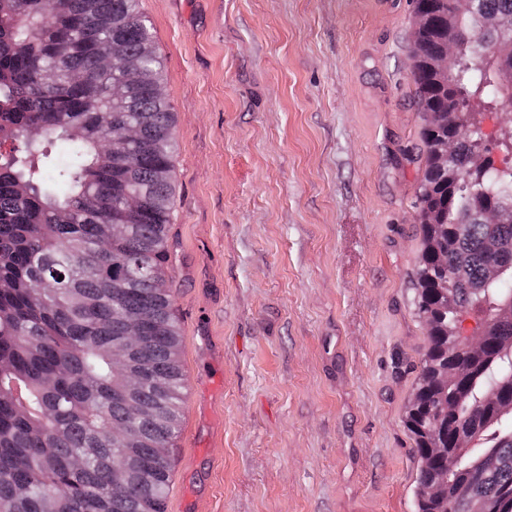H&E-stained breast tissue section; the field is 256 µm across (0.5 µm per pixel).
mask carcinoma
<instances>
[{
    "label": "carcinoma",
    "instance_id": "obj_1",
    "mask_svg": "<svg viewBox=\"0 0 512 512\" xmlns=\"http://www.w3.org/2000/svg\"><path fill=\"white\" fill-rule=\"evenodd\" d=\"M512 17V0H468L467 12L445 31L437 17L419 31L411 71L420 108L445 110L448 89L433 60L445 34L459 44L460 62L448 77L475 106L512 107V92L489 57L501 40L477 30V19ZM118 47L119 66L99 73L100 48ZM133 68L112 111V84ZM80 72L89 81L67 79ZM162 63L139 0H0V139L21 147L0 155V512H166L173 447L182 409L184 376L177 358L178 327L166 285V228L173 205L174 119L157 91ZM133 125L135 141L112 163L113 132ZM36 129L41 139L24 141ZM446 129L421 132L426 163L420 201L438 210L422 225L416 309L428 322V349L404 425L421 460L417 512L440 505L422 490L437 475L425 461L438 430L497 390L512 401V320L498 324L485 356L461 355L466 373L445 388L448 325L460 314L494 316L512 301V270L487 281L497 241L512 258V218L484 223L483 204L512 202V168L487 158L471 171L476 146L467 129L455 133V151L443 164L435 142ZM59 145V164L36 169L42 140ZM137 192L142 206L125 210L120 196ZM123 233L111 237L112 225ZM455 287L448 306L436 281L448 272ZM146 338L128 341L134 319ZM457 409L441 416L442 401ZM493 445L473 448L476 463L491 452L497 464L468 495H454L467 480L448 476V512H512V413L485 404Z\"/></svg>",
    "mask_w": 512,
    "mask_h": 512
}]
</instances>
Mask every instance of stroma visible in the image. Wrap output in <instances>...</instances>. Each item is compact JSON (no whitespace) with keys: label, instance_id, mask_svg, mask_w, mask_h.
Here are the masks:
<instances>
[{"label":"stroma","instance_id":"1","mask_svg":"<svg viewBox=\"0 0 512 512\" xmlns=\"http://www.w3.org/2000/svg\"><path fill=\"white\" fill-rule=\"evenodd\" d=\"M175 117L167 512H415L413 0H140Z\"/></svg>","mask_w":512,"mask_h":512}]
</instances>
